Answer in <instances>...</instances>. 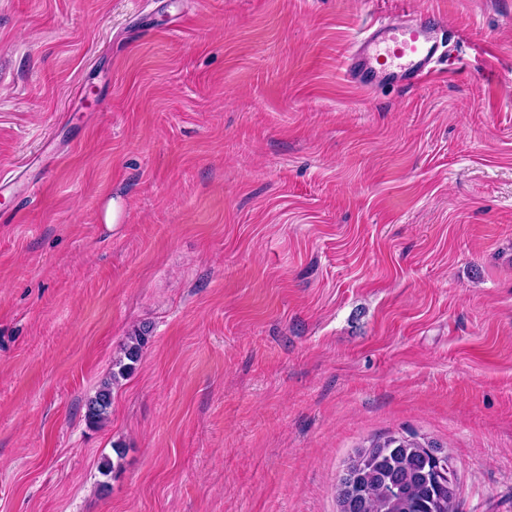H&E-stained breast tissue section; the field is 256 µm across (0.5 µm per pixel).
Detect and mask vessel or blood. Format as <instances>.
Instances as JSON below:
<instances>
[{"mask_svg": "<svg viewBox=\"0 0 512 512\" xmlns=\"http://www.w3.org/2000/svg\"><path fill=\"white\" fill-rule=\"evenodd\" d=\"M448 31L434 17L394 14L368 27L342 56L346 76L372 87L389 81L406 88L422 84L446 60Z\"/></svg>", "mask_w": 512, "mask_h": 512, "instance_id": "1", "label": "vessel or blood"}]
</instances>
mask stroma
Here are the masks:
<instances>
[{
    "label": "stroma",
    "mask_w": 512,
    "mask_h": 512,
    "mask_svg": "<svg viewBox=\"0 0 512 512\" xmlns=\"http://www.w3.org/2000/svg\"><path fill=\"white\" fill-rule=\"evenodd\" d=\"M399 10L451 62L348 82ZM0 177V512H337L412 433L512 512V0H0ZM146 335V330H140L128 337V341L124 343L121 350L123 356L119 357L113 365L117 370L112 369V376L103 381L94 396L88 399L85 417L90 424L98 425L107 419L112 406V386L120 378L125 377L132 368V364L140 359L142 350L147 343ZM125 359L129 363H125Z\"/></svg>",
    "instance_id": "35a3bbf8"
}]
</instances>
